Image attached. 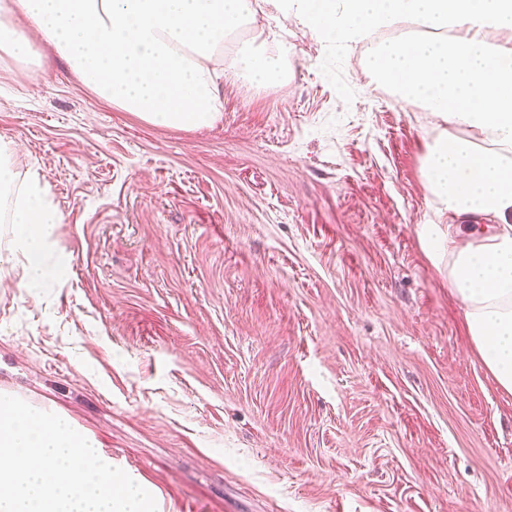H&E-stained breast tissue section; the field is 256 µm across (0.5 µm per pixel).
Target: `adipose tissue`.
Segmentation results:
<instances>
[{
    "mask_svg": "<svg viewBox=\"0 0 512 512\" xmlns=\"http://www.w3.org/2000/svg\"><path fill=\"white\" fill-rule=\"evenodd\" d=\"M311 31L347 43L412 24L422 36L382 42L366 66L440 126L426 147L424 186L456 221L479 215L486 230L427 224L421 239L460 302L470 343L497 386L512 394V0H294ZM251 0H0V51L31 62L32 39L51 44L99 98L168 127L194 128L219 114L208 62L249 22ZM288 51L236 50L224 71L269 86ZM11 143L0 140V193H13L14 249L36 288L52 278L48 238L61 213L31 175L14 188Z\"/></svg>",
    "mask_w": 512,
    "mask_h": 512,
    "instance_id": "ef3b65f1",
    "label": "adipose tissue"
}]
</instances>
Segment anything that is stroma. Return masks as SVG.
I'll list each match as a JSON object with an SVG mask.
<instances>
[{"mask_svg":"<svg viewBox=\"0 0 512 512\" xmlns=\"http://www.w3.org/2000/svg\"><path fill=\"white\" fill-rule=\"evenodd\" d=\"M284 80L207 127L100 100L54 49L0 52V139L63 216L55 281L0 265V390L63 414L160 512H512V394L420 231L439 132L282 0Z\"/></svg>","mask_w":512,"mask_h":512,"instance_id":"35a3bbf8","label":"stroma"}]
</instances>
